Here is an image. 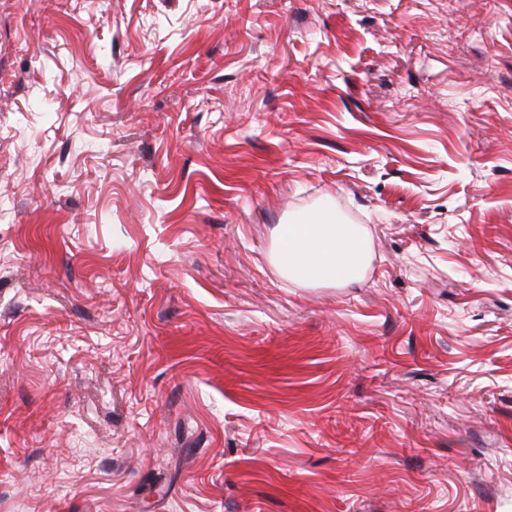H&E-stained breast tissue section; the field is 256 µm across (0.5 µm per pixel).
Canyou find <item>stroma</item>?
Here are the masks:
<instances>
[{
  "label": "stroma",
  "mask_w": 512,
  "mask_h": 512,
  "mask_svg": "<svg viewBox=\"0 0 512 512\" xmlns=\"http://www.w3.org/2000/svg\"><path fill=\"white\" fill-rule=\"evenodd\" d=\"M0 512H512V0H0ZM368 262L363 227L345 223L332 208L276 228L274 264L291 281L342 288L361 280Z\"/></svg>",
  "instance_id": "stroma-1"
}]
</instances>
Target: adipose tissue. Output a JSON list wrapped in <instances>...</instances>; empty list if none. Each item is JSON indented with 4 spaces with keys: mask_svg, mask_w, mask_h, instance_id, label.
<instances>
[{
    "mask_svg": "<svg viewBox=\"0 0 512 512\" xmlns=\"http://www.w3.org/2000/svg\"><path fill=\"white\" fill-rule=\"evenodd\" d=\"M369 262L364 229L329 207L275 231L274 264L289 280L341 288L363 278Z\"/></svg>",
    "mask_w": 512,
    "mask_h": 512,
    "instance_id": "adipose-tissue-1",
    "label": "adipose tissue"
}]
</instances>
